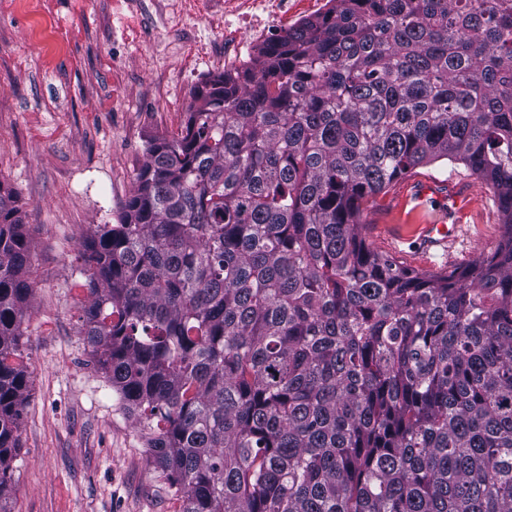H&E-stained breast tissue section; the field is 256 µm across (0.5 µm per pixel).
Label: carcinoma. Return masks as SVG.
Wrapping results in <instances>:
<instances>
[{"label":"carcinoma","instance_id":"carcinoma-1","mask_svg":"<svg viewBox=\"0 0 512 512\" xmlns=\"http://www.w3.org/2000/svg\"><path fill=\"white\" fill-rule=\"evenodd\" d=\"M328 4L196 86L82 242L92 362L181 512H512V0ZM438 159L502 237L419 271L361 206ZM30 251L0 184V512Z\"/></svg>","mask_w":512,"mask_h":512}]
</instances>
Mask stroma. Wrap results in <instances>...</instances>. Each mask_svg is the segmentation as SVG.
<instances>
[{"label":"stroma","mask_w":512,"mask_h":512,"mask_svg":"<svg viewBox=\"0 0 512 512\" xmlns=\"http://www.w3.org/2000/svg\"><path fill=\"white\" fill-rule=\"evenodd\" d=\"M6 0L0 7V184L32 242L21 352L29 388L11 512H179L149 466L148 436L94 370L79 317L81 242L113 224L150 138L177 135L192 89L224 69L222 0ZM424 183L440 193L418 202ZM455 219L449 252H425L421 227ZM373 249L419 270L490 254L501 221L490 188L463 165H421L363 204Z\"/></svg>","instance_id":"obj_1"}]
</instances>
